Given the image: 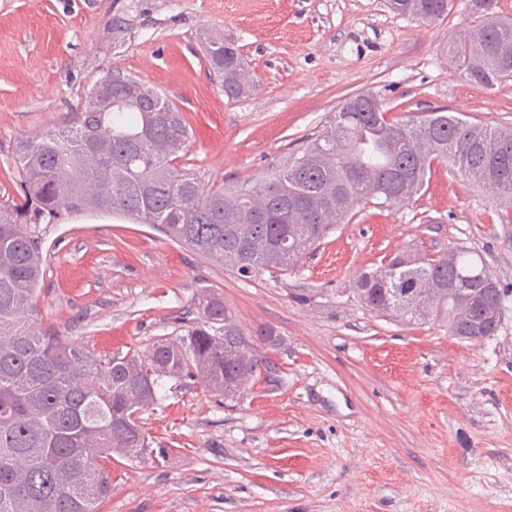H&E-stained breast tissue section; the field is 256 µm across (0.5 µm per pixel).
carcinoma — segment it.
Listing matches in <instances>:
<instances>
[{"label": "carcinoma", "instance_id": "carcinoma-1", "mask_svg": "<svg viewBox=\"0 0 512 512\" xmlns=\"http://www.w3.org/2000/svg\"><path fill=\"white\" fill-rule=\"evenodd\" d=\"M400 15L434 21L450 0H388ZM475 27L452 40L449 60L471 84L512 80V20L496 0H471ZM209 69L229 99L254 91L235 42L204 32ZM108 74L80 110L16 143L23 204L0 203V512H102L112 493L109 459L153 454L140 413L166 379L197 378L234 401L260 360L224 297L204 289L182 334L148 349L97 356L50 327H35L44 275L39 224L61 213H112L153 224L173 242L243 278L286 275L360 204L407 205L434 162L447 161L512 203V128L431 112L387 118L386 103L357 95L288 168L248 189H206L175 161L189 138L181 112L141 80ZM375 313L408 324L432 321L471 343L495 335L504 291L468 249L408 247L356 282Z\"/></svg>", "mask_w": 512, "mask_h": 512}]
</instances>
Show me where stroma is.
Instances as JSON below:
<instances>
[{
    "mask_svg": "<svg viewBox=\"0 0 512 512\" xmlns=\"http://www.w3.org/2000/svg\"><path fill=\"white\" fill-rule=\"evenodd\" d=\"M474 21L468 0L432 23L385 0H0V201L21 199L17 139L61 123L111 72L182 112L180 164L208 188L279 172L361 93L393 120L440 110L512 126V81L476 88L448 60ZM203 30L239 46L252 95L225 97ZM41 245L35 325L101 355L142 351L175 337L208 287L266 362L232 403L165 381L141 423L167 456L113 458L104 512H512V205L447 163L408 205L357 206L278 277H240L116 217L61 214ZM408 246L481 254L505 290L494 336L463 342L360 301L359 275Z\"/></svg>",
    "mask_w": 512,
    "mask_h": 512,
    "instance_id": "1",
    "label": "stroma"
}]
</instances>
